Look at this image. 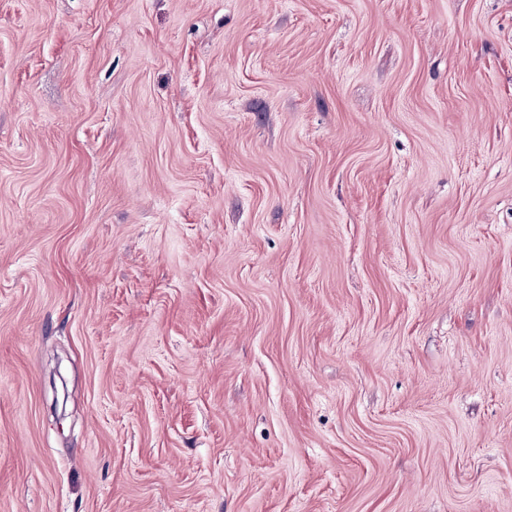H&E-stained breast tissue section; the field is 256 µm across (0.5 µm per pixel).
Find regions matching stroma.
<instances>
[{
  "mask_svg": "<svg viewBox=\"0 0 512 512\" xmlns=\"http://www.w3.org/2000/svg\"><path fill=\"white\" fill-rule=\"evenodd\" d=\"M0 512H512V0H0Z\"/></svg>",
  "mask_w": 512,
  "mask_h": 512,
  "instance_id": "35a3bbf8",
  "label": "stroma"
}]
</instances>
